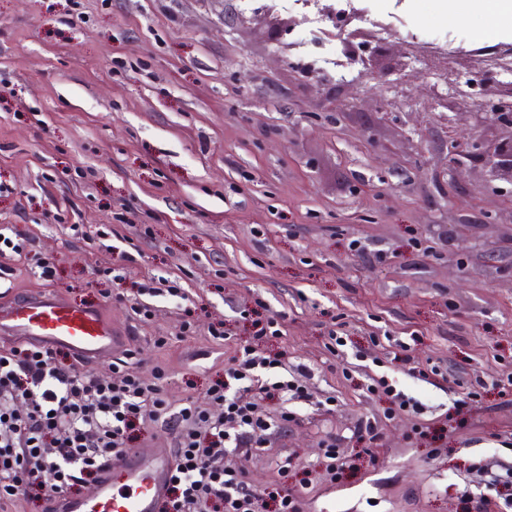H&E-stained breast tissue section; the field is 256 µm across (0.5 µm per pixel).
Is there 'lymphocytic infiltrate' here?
<instances>
[{"label": "lymphocytic infiltrate", "instance_id": "1", "mask_svg": "<svg viewBox=\"0 0 512 512\" xmlns=\"http://www.w3.org/2000/svg\"><path fill=\"white\" fill-rule=\"evenodd\" d=\"M249 340L237 343L200 403L173 409L165 394L166 373L152 379L116 371L110 380L84 374L60 350L15 346L0 350V506L35 494H67L95 483L101 470L120 459L132 434L152 424H177L176 465L162 512H304V495L285 487L289 464H281L280 484L262 489L243 470L225 465L227 456L268 441L272 418L267 401L309 400L299 377H287L282 356L267 354L265 339L282 333L281 315L253 320ZM367 393L386 404L384 418L399 411L420 415L422 404L385 375L366 379ZM479 491L463 490L468 512H512V470L498 472L487 459L476 465ZM53 473L52 489L41 488L42 473Z\"/></svg>", "mask_w": 512, "mask_h": 512}]
</instances>
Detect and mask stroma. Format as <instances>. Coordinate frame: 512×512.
Listing matches in <instances>:
<instances>
[{
	"instance_id": "1",
	"label": "stroma",
	"mask_w": 512,
	"mask_h": 512,
	"mask_svg": "<svg viewBox=\"0 0 512 512\" xmlns=\"http://www.w3.org/2000/svg\"><path fill=\"white\" fill-rule=\"evenodd\" d=\"M397 2L424 42L381 34V15L350 41L344 17L335 37L309 34L266 0H0V229L25 244L0 251V286L102 309L127 349L84 372L107 379L124 359L148 378L162 366L177 409L224 367L212 324L244 338V308L285 314L266 350L310 369L314 399L226 462L265 486L291 458L311 481L306 512H464L460 471L485 457L512 468V403L491 388L512 376V178L475 159L448 169L451 140L468 141L487 98L474 76L512 61V16L474 0ZM454 10L464 20L452 29ZM353 55L370 68L345 84L331 62ZM429 65L460 90H434ZM126 255L125 279L105 276ZM147 274L178 275L188 300L154 297L153 317L137 320ZM342 321L422 416L384 419L361 375L329 370ZM391 337L438 374L419 381L387 362ZM471 385L481 398L467 424L419 442L416 422L443 417ZM365 417L382 421L378 464L359 461L336 484L313 471L325 436L351 454Z\"/></svg>"
}]
</instances>
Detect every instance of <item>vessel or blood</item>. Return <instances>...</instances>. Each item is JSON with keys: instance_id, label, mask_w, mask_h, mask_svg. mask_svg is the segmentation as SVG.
<instances>
[{"instance_id": "1", "label": "vessel or blood", "mask_w": 512, "mask_h": 512, "mask_svg": "<svg viewBox=\"0 0 512 512\" xmlns=\"http://www.w3.org/2000/svg\"><path fill=\"white\" fill-rule=\"evenodd\" d=\"M0 335L66 349L84 363L109 358L125 343L100 310L51 292L0 306ZM173 467L170 449H134L84 493L52 495L50 507L52 512H160Z\"/></svg>"}]
</instances>
